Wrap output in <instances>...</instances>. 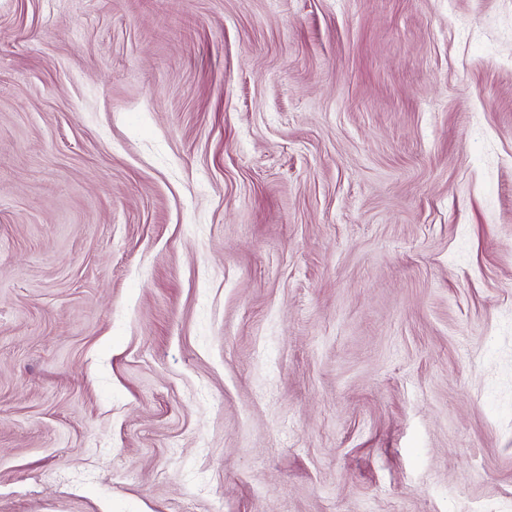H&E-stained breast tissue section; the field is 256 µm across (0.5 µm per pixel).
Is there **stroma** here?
I'll use <instances>...</instances> for the list:
<instances>
[{
	"label": "stroma",
	"instance_id": "obj_1",
	"mask_svg": "<svg viewBox=\"0 0 512 512\" xmlns=\"http://www.w3.org/2000/svg\"><path fill=\"white\" fill-rule=\"evenodd\" d=\"M512 512V0H0V512Z\"/></svg>",
	"mask_w": 512,
	"mask_h": 512
}]
</instances>
